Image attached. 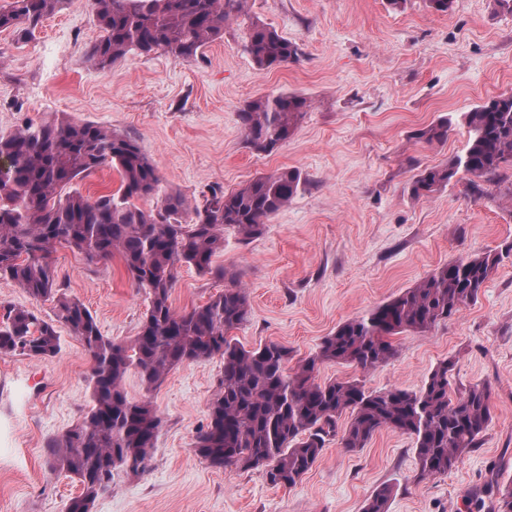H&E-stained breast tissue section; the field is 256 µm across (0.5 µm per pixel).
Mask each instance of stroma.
I'll list each match as a JSON object with an SVG mask.
<instances>
[{
  "mask_svg": "<svg viewBox=\"0 0 512 512\" xmlns=\"http://www.w3.org/2000/svg\"><path fill=\"white\" fill-rule=\"evenodd\" d=\"M249 15L301 44L299 61L257 69L241 46L247 18L227 28L195 60L129 56L112 69L91 66L100 37L89 0H71L27 40L0 31V130L63 113L137 139L165 184L189 199L227 190L283 167L306 184L262 236H227L217 263L233 268L251 313L230 335L252 349L274 341L294 360L313 354L347 319L364 315L434 269L512 244V176L481 197L454 182L416 200L419 169L448 162L465 142L456 127L442 144L416 132L452 112L512 93V12L494 0H454L448 13L428 0H248ZM298 93L312 106L272 154L251 149L238 111L272 92ZM59 283L81 300L102 333L136 336L148 301L119 257L90 261L67 247L52 256ZM181 270L176 311L221 291ZM396 353L370 371L325 363L319 381L356 379L366 388L418 389L438 363L456 358L459 387L493 389L494 420L479 447L448 474L418 479L410 437L383 429L356 452L328 443L292 487H274L257 470L216 469L193 452L222 373L220 359L172 369L145 393L136 375L126 390L150 396L165 420L150 472L115 477L93 512H361L380 486L388 512H459L466 493L487 496L512 479V254L478 300L430 332L395 336ZM91 358L64 336L49 363L0 355V512H65L79 488L49 473L45 444L74 427L88 401Z\"/></svg>",
  "mask_w": 512,
  "mask_h": 512,
  "instance_id": "35a3bbf8",
  "label": "stroma"
}]
</instances>
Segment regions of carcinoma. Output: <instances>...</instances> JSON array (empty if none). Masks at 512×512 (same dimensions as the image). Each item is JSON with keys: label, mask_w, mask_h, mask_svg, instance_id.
<instances>
[{"label": "carcinoma", "mask_w": 512, "mask_h": 512, "mask_svg": "<svg viewBox=\"0 0 512 512\" xmlns=\"http://www.w3.org/2000/svg\"><path fill=\"white\" fill-rule=\"evenodd\" d=\"M68 3L9 0L0 6V31L30 35ZM91 7L101 36L87 61L100 70L134 54L194 59L224 37L231 21L248 15L247 0H91ZM242 47L259 70L302 54L299 44L258 17L249 19ZM309 109L308 98L278 92L245 102L238 118L249 146L271 154ZM458 124L467 129L463 153L419 170L412 198L429 197L461 174L468 177L467 189L480 194L512 163V94L441 117L416 137L444 143ZM1 160L9 169L0 174V279L36 303H51L54 317L45 320L33 309L1 303L0 354L18 351L51 362L61 350L64 326L92 359L82 420L46 445L50 472L80 485L66 512H93L116 476L139 477L153 467L164 420L149 398L128 396L125 380L131 373L150 394L179 365L219 358L222 375L193 451L214 468L259 470L274 487L296 485L336 436L343 448L355 451L382 429L412 439L419 477L443 475L478 447L491 426L490 386L453 388L454 358L435 367L416 390H370L358 380L321 383L316 373L324 363L362 370L386 364L395 355L392 337L426 333L476 302L503 254L483 252L435 269L367 314L341 323L312 356L290 369L287 347L269 342L247 350L228 336L248 319L250 301L237 274L214 258L224 252V232L241 242L264 233L305 184L300 169L262 174L231 191L212 188L202 203L193 204L164 186L157 164L134 138L65 115L1 130ZM106 167L120 176L116 191L90 197L73 188ZM63 245L91 261L119 255L130 279L148 290L137 336L115 341L103 335L84 303L57 287L52 255ZM184 267L227 285L204 304L177 312L170 298ZM392 495L391 486L378 488L362 512H388ZM491 495V512H512V481L492 486Z\"/></svg>", "instance_id": "carcinoma-1"}]
</instances>
